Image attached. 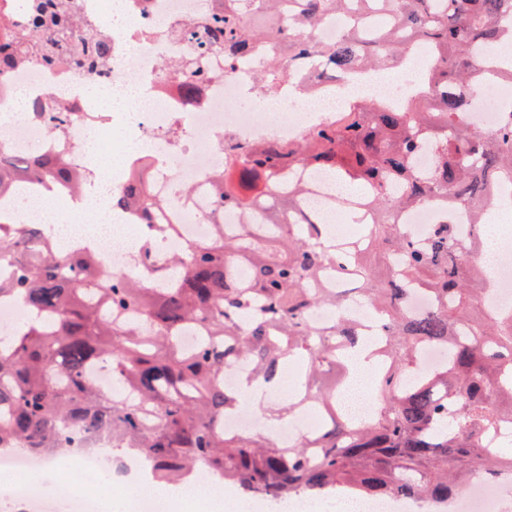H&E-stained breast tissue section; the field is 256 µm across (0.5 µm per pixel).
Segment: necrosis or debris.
<instances>
[{
	"label": "necrosis or debris",
	"mask_w": 512,
	"mask_h": 512,
	"mask_svg": "<svg viewBox=\"0 0 512 512\" xmlns=\"http://www.w3.org/2000/svg\"><path fill=\"white\" fill-rule=\"evenodd\" d=\"M79 15L95 21L112 35V57L106 74L90 75L60 62L44 66L30 60L0 74V151L30 158L56 149L58 142L84 146L74 157L85 168L87 151L99 156L124 157L112 173V190L127 185L132 169L146 173L153 195L169 200L165 223L174 234L163 238L150 253L137 243L118 241L125 216L113 215L110 192L100 194L98 212L109 229L92 246L106 274L134 276L151 282L160 278L170 257L191 241L211 237L215 225L241 224L243 211L219 206L214 176L224 166V149L242 147L265 137L296 141L313 126L331 121L351 100L356 89L348 81L324 82L311 72L284 77L278 95L265 97L262 107L243 104L253 88L258 65L248 59L226 67L222 52L213 51L198 81V102L188 104L179 76L161 70L159 60L182 63L195 52L183 37L188 24L207 13L206 0H77ZM504 67L491 63V78L472 103L475 127L495 129L502 115L512 110V85L500 77ZM27 98L49 97L65 106L71 119L59 138H51L43 117L16 102L17 92ZM120 95L113 109L96 103L95 94ZM307 191L299 213L321 225L325 235L343 239L344 230L331 218L338 198L314 178H306ZM75 189L60 181L5 197L13 221L45 224L46 197L75 196ZM78 470L87 488L70 494L53 491L55 475ZM112 472L108 454L98 448H74L47 462L25 450L0 454V501L19 512H112ZM500 490L474 478L453 502V512H500Z\"/></svg>",
	"instance_id": "obj_1"
}]
</instances>
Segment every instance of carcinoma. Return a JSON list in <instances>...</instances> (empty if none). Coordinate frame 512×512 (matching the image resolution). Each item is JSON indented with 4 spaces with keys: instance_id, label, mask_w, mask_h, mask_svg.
<instances>
[{
    "instance_id": "obj_1",
    "label": "carcinoma",
    "mask_w": 512,
    "mask_h": 512,
    "mask_svg": "<svg viewBox=\"0 0 512 512\" xmlns=\"http://www.w3.org/2000/svg\"><path fill=\"white\" fill-rule=\"evenodd\" d=\"M374 5L389 25L373 38L353 29L339 43L312 39L324 16ZM28 9L30 23L0 51V71L32 55L87 73L110 63L111 37L78 22L72 0H29ZM203 25L204 45L224 51V65L245 55L260 61L258 95L309 56L321 72L342 79L400 67L417 45L430 60L418 74L420 90L402 104L355 101L295 142L271 137L240 157L225 156L228 165L247 167L252 182L243 189L256 194L245 196L222 180L216 199L250 220L171 257L169 287L107 278L93 250L59 251L42 225L22 227L0 214V270H13L8 278L0 274V300L17 296L26 310L13 335L0 341V450L49 458L61 448L108 442L145 458L159 483L203 468L243 496L273 503L340 495L446 503L457 495L459 478L512 473V456L489 445L503 422L512 424V316H471L473 307L483 308L488 276L464 257L484 240L497 189L512 183V119L483 133L465 120L468 93L486 63L473 47L491 43L512 58V0H212ZM200 65L198 55L176 68L190 94ZM34 108L48 114L50 134L59 135L68 115L53 104ZM424 148L433 165L421 178L415 160ZM73 152L22 162L0 154V198L26 182L89 181V172L71 165ZM308 168L358 184L376 212L366 249L347 250L342 266L363 282L382 340L378 408L360 424L336 417V390L319 382L350 357L359 330L342 314L329 330L307 320L316 305L343 306L318 285L320 270L336 265V246L296 223ZM429 201L468 207L470 236L458 237L446 219L430 225L423 244L402 235L397 212ZM166 207L140 179L112 194V209L137 214L158 234L175 229L153 223ZM376 249L372 265L367 256ZM416 291L433 298L421 316L405 308ZM196 326L203 341L186 350L180 332ZM426 343L443 345L446 362L405 380ZM231 357L266 384L299 361L303 395L330 424L288 444L225 431L224 413L244 399L224 388ZM99 361L109 363L122 396L91 380Z\"/></svg>"
}]
</instances>
